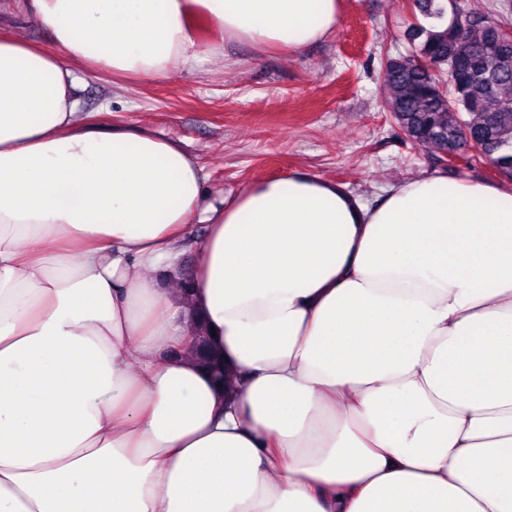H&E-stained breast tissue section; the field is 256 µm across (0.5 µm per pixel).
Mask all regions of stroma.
<instances>
[{
  "mask_svg": "<svg viewBox=\"0 0 512 512\" xmlns=\"http://www.w3.org/2000/svg\"><path fill=\"white\" fill-rule=\"evenodd\" d=\"M343 3L335 33L296 54L228 41L222 61L127 90L109 74L85 76L77 89L83 115L180 140L207 174L209 201L293 172L344 183L367 204L392 184L430 174L512 189L471 154L447 163L435 148H414L384 109L380 62L409 51L408 27L422 19L412 0ZM0 28L53 45L24 0H0Z\"/></svg>",
  "mask_w": 512,
  "mask_h": 512,
  "instance_id": "obj_1",
  "label": "stroma"
}]
</instances>
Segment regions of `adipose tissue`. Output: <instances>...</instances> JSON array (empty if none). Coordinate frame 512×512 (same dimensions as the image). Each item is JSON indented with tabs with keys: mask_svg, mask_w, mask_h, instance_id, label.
Here are the masks:
<instances>
[{
	"mask_svg": "<svg viewBox=\"0 0 512 512\" xmlns=\"http://www.w3.org/2000/svg\"><path fill=\"white\" fill-rule=\"evenodd\" d=\"M340 7L31 0L53 48L0 31V512H512L511 191L295 172L208 204L178 141L81 116L83 75L298 52ZM195 342L196 343L192 345V352L194 353L196 360L210 373L214 383L219 387L222 386L225 378L224 363L220 361L219 357L214 352H212L207 338L203 335L201 330L196 332ZM201 349L206 353V360L204 362L200 359Z\"/></svg>",
	"mask_w": 512,
	"mask_h": 512,
	"instance_id": "ef3b65f1",
	"label": "adipose tissue"
}]
</instances>
